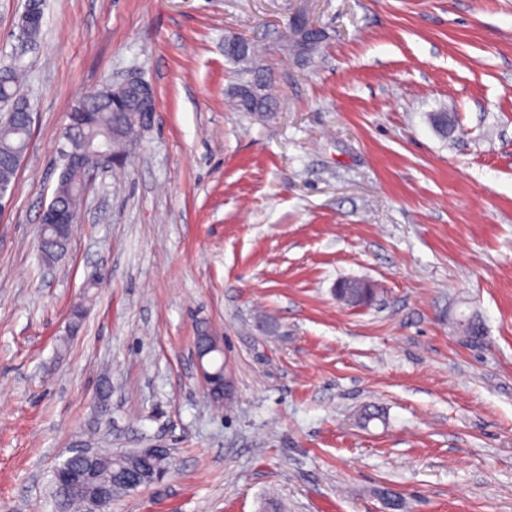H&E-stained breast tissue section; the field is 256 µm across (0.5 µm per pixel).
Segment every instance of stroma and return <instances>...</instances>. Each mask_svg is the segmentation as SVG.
I'll return each instance as SVG.
<instances>
[{
    "mask_svg": "<svg viewBox=\"0 0 512 512\" xmlns=\"http://www.w3.org/2000/svg\"><path fill=\"white\" fill-rule=\"evenodd\" d=\"M26 4L0 0V66L32 107L0 210V512H55L53 470L85 444L171 452L112 512H395L390 493L512 512V0H42L34 44ZM299 15L327 34L302 61L280 47ZM234 35L265 47L272 118L227 104ZM131 72L155 119L46 263L68 115ZM432 112L456 115L448 138ZM344 279L373 302L341 304ZM222 351V346L218 336H208V344L206 347L198 351L197 343L195 344L196 357L199 363L201 375L205 387L213 400H229L233 393V379L231 372L227 370L226 364L223 365V370L220 372H213L210 364V357L216 352ZM204 362L208 368L205 367Z\"/></svg>",
    "mask_w": 512,
    "mask_h": 512,
    "instance_id": "obj_1",
    "label": "stroma"
}]
</instances>
